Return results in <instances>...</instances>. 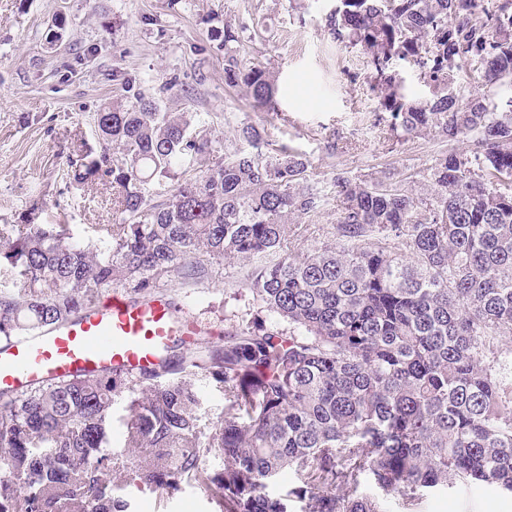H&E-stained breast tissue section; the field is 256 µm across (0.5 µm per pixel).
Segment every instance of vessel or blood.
I'll use <instances>...</instances> for the list:
<instances>
[{"label": "vessel or blood", "instance_id": "obj_1", "mask_svg": "<svg viewBox=\"0 0 512 512\" xmlns=\"http://www.w3.org/2000/svg\"><path fill=\"white\" fill-rule=\"evenodd\" d=\"M204 332L170 298L107 292L62 327L0 344V389L21 391L50 378L109 368L136 373Z\"/></svg>", "mask_w": 512, "mask_h": 512}]
</instances>
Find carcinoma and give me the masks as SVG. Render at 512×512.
<instances>
[{
	"label": "carcinoma",
	"mask_w": 512,
	"mask_h": 512,
	"mask_svg": "<svg viewBox=\"0 0 512 512\" xmlns=\"http://www.w3.org/2000/svg\"><path fill=\"white\" fill-rule=\"evenodd\" d=\"M333 38L370 53L379 105L405 137L473 139L444 153L432 191L338 177L335 242L288 251L299 219L329 204L308 160L249 149L214 161L219 138L134 92L95 115L102 143L73 181L112 185L116 224L0 225V341L66 324L121 285L135 297L197 284L236 259L246 286L288 323L199 336L139 375L106 371L0 391V512H132L125 471L173 497L192 486L218 512H404L453 480L512 493V111L463 98L450 72L476 59L512 86V0H338ZM224 72L256 109L278 78L230 54ZM419 66L434 99L409 96L395 60ZM179 181L173 189L168 182ZM224 392L217 420L194 383ZM126 402L122 450L112 407ZM217 453L222 467L207 465ZM291 469L299 483L268 488ZM369 484L376 495H363Z\"/></svg>",
	"instance_id": "1"
}]
</instances>
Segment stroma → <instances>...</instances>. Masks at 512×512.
Wrapping results in <instances>:
<instances>
[{"instance_id":"1","label":"stroma","mask_w":512,"mask_h":512,"mask_svg":"<svg viewBox=\"0 0 512 512\" xmlns=\"http://www.w3.org/2000/svg\"><path fill=\"white\" fill-rule=\"evenodd\" d=\"M336 0H0V225L69 224L92 236L112 221V187L73 182L70 159L99 150L94 115L122 94L113 71L135 88L160 93L170 112L197 115L198 130H216L218 153L239 147L236 128H264L270 149L306 156L317 181L380 178L413 182L428 193V168L468 142L426 133L398 136L372 91L375 72L361 46L339 43L326 16ZM243 25L233 54L279 76V112L252 110L224 73L225 22ZM464 96H489L512 110V89L486 86L477 61L454 71ZM239 261L225 260L202 284L165 292L199 321L216 327L259 320L285 323L242 286ZM136 512H212L193 488L175 497L127 484ZM416 512H512V493L456 481Z\"/></svg>"}]
</instances>
